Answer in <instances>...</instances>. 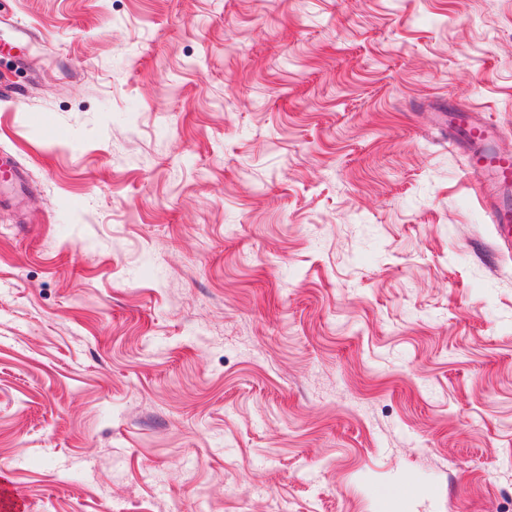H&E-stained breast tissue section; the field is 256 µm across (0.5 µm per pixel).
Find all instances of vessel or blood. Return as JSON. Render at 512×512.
Masks as SVG:
<instances>
[{
    "label": "vessel or blood",
    "instance_id": "1",
    "mask_svg": "<svg viewBox=\"0 0 512 512\" xmlns=\"http://www.w3.org/2000/svg\"><path fill=\"white\" fill-rule=\"evenodd\" d=\"M469 151V172L480 190V203L487 210L498 243L512 250V209L501 206L500 198L512 187V154L496 148V130L479 113L463 116Z\"/></svg>",
    "mask_w": 512,
    "mask_h": 512
}]
</instances>
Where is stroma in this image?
<instances>
[{
  "label": "stroma",
  "instance_id": "stroma-1",
  "mask_svg": "<svg viewBox=\"0 0 512 512\" xmlns=\"http://www.w3.org/2000/svg\"><path fill=\"white\" fill-rule=\"evenodd\" d=\"M455 111L512 151V0H0L26 512H512V253Z\"/></svg>",
  "mask_w": 512,
  "mask_h": 512
}]
</instances>
